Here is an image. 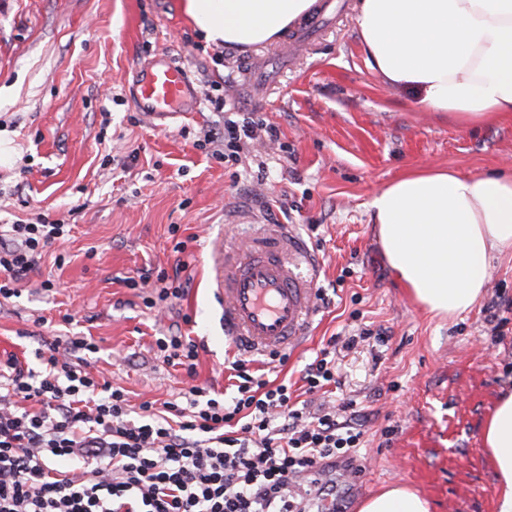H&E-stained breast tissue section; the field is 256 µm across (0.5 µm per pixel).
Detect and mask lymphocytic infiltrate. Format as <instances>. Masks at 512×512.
Listing matches in <instances>:
<instances>
[{"label": "lymphocytic infiltrate", "mask_w": 512, "mask_h": 512, "mask_svg": "<svg viewBox=\"0 0 512 512\" xmlns=\"http://www.w3.org/2000/svg\"><path fill=\"white\" fill-rule=\"evenodd\" d=\"M66 232L11 225L0 237V296H15V282ZM93 349L81 337L54 342L42 371L16 370L0 390V512H310L336 493L319 479L324 468L363 445V431L341 417L353 400L310 409L244 358L230 364L233 395L195 386L167 415L146 401L131 418L121 389L71 362L72 352ZM17 397L44 409H15Z\"/></svg>", "instance_id": "obj_1"}]
</instances>
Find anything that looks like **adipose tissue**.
<instances>
[{
	"instance_id": "ef3b65f1",
	"label": "adipose tissue",
	"mask_w": 512,
	"mask_h": 512,
	"mask_svg": "<svg viewBox=\"0 0 512 512\" xmlns=\"http://www.w3.org/2000/svg\"><path fill=\"white\" fill-rule=\"evenodd\" d=\"M316 0H184L209 44L242 50L269 43ZM357 26L369 67L417 106L461 124L512 120V0H359ZM368 209L388 265L430 313L472 309L494 254L512 250V175L409 173L376 192ZM497 477V512H512V391L484 428ZM425 497L394 487L361 512H430Z\"/></svg>"
}]
</instances>
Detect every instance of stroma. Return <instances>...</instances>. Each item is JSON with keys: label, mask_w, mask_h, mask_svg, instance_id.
Listing matches in <instances>:
<instances>
[{"label": "stroma", "mask_w": 512, "mask_h": 512, "mask_svg": "<svg viewBox=\"0 0 512 512\" xmlns=\"http://www.w3.org/2000/svg\"><path fill=\"white\" fill-rule=\"evenodd\" d=\"M357 0H332L316 34L291 59L279 43L246 51L205 44L183 0H0V225H69L38 270L0 298V367L39 369L56 338L82 336L98 381L122 388L131 412L179 398L191 386L232 390L233 358L220 324L214 266L255 224H291L318 253L325 301L312 334L285 365L255 357L251 371L288 381L304 400L302 370L330 337L386 327L385 344L337 347L336 395L364 415L366 449L336 463V512L404 486L432 512H496L497 482L483 430L512 389V311L494 336L487 311L512 298V253L489 265L485 295L443 319L416 303L392 273L367 203L415 169L465 176L512 171V121L462 125L422 112L367 63ZM167 55L207 101L157 126L125 92L141 62ZM267 61L253 95L249 63ZM224 100L214 111L210 98ZM261 124L229 158L203 142L212 126ZM249 213L254 224L240 222ZM191 283L167 307L127 278L174 275ZM52 290H45L44 281ZM194 340L195 374L164 361L162 336ZM361 469V483L347 469Z\"/></svg>", "instance_id": "1"}]
</instances>
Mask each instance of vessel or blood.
<instances>
[{
	"label": "vessel or blood",
	"instance_id": "1",
	"mask_svg": "<svg viewBox=\"0 0 512 512\" xmlns=\"http://www.w3.org/2000/svg\"><path fill=\"white\" fill-rule=\"evenodd\" d=\"M197 98L189 71L171 63L143 66L133 87L136 109L153 120L175 117ZM247 242L243 252L225 248L216 271L224 337L234 351L287 354L319 313L321 261L288 224L263 225Z\"/></svg>",
	"mask_w": 512,
	"mask_h": 512
}]
</instances>
